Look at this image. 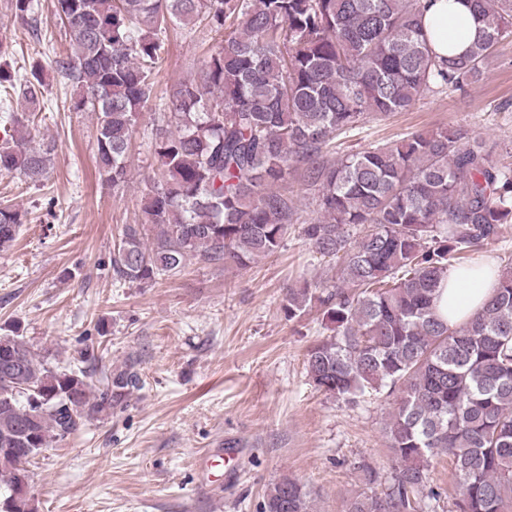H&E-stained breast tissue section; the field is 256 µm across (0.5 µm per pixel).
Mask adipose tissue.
<instances>
[{
    "instance_id": "1",
    "label": "adipose tissue",
    "mask_w": 512,
    "mask_h": 512,
    "mask_svg": "<svg viewBox=\"0 0 512 512\" xmlns=\"http://www.w3.org/2000/svg\"><path fill=\"white\" fill-rule=\"evenodd\" d=\"M433 50L442 56L464 54L477 36L478 26L467 0H433L423 17ZM492 281L473 282L466 273H449L437 299V311L449 324L466 322L481 306Z\"/></svg>"
}]
</instances>
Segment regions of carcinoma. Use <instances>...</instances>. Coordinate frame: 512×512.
Masks as SVG:
<instances>
[{"instance_id": "obj_1", "label": "carcinoma", "mask_w": 512, "mask_h": 512, "mask_svg": "<svg viewBox=\"0 0 512 512\" xmlns=\"http://www.w3.org/2000/svg\"><path fill=\"white\" fill-rule=\"evenodd\" d=\"M431 0H55L69 46L61 77L86 88L76 112L96 114L97 167L126 182L127 153L171 27L203 22L217 46L200 72L157 104L167 118L155 141L159 167L127 224L112 270L138 284L180 275L187 262L246 269L273 254L296 215L285 183L297 165L318 188L304 234L333 260L332 284L288 288V319L321 311L332 335L305 354L314 387L344 401L387 390L384 435L396 461L380 493L344 512H422L430 461L446 456L458 479L456 512H512V265L464 323L434 301L452 271L485 274L470 252L512 219V168L461 129L406 133L333 161L331 141L416 101L476 81L490 50L512 34V0H471L479 35L462 56L433 52L423 16ZM38 30L34 0H12ZM43 67L12 65L0 41V101L37 111ZM0 172L42 181L55 146L33 145L8 114ZM27 212L0 203V249ZM362 227L355 238L349 228ZM141 387L133 367L97 374L60 369L14 330L0 336V472L15 482L0 512H37L27 466L51 443L107 414ZM262 512H311L310 492L284 477Z\"/></svg>"}]
</instances>
